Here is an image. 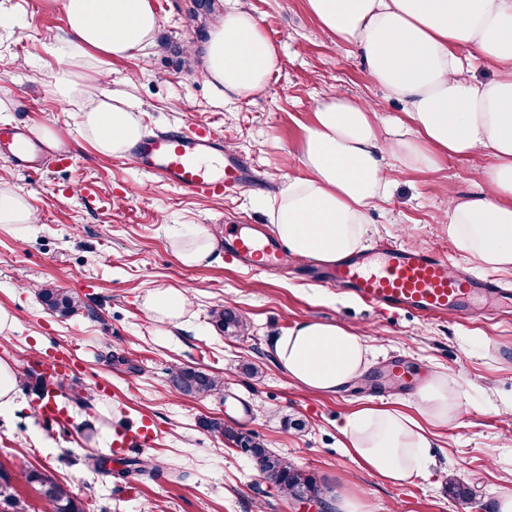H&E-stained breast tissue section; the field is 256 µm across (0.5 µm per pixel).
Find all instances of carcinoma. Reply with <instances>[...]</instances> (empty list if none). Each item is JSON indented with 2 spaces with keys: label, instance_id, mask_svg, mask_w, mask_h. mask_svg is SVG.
Segmentation results:
<instances>
[{
  "label": "carcinoma",
  "instance_id": "carcinoma-1",
  "mask_svg": "<svg viewBox=\"0 0 512 512\" xmlns=\"http://www.w3.org/2000/svg\"><path fill=\"white\" fill-rule=\"evenodd\" d=\"M215 0H193L189 16L201 29L207 17L214 13ZM45 308L61 318L74 315L82 307L75 296L57 288L46 287L39 291ZM211 322L224 335L237 337L244 331V322L229 307L211 311ZM169 383L173 391L182 395H213L224 389V379L205 373L194 367H181L171 373ZM205 427L236 446L245 449L257 472L265 478L278 482L282 491L290 496L322 495V488L305 471L295 466L287 457L266 448L256 436L245 434L234 426L220 420L211 419ZM18 474L32 483L40 485L45 508L43 512H84L71 493L52 478L27 467L18 468ZM0 512H29L27 504L20 500L14 490L13 476L0 465Z\"/></svg>",
  "mask_w": 512,
  "mask_h": 512
}]
</instances>
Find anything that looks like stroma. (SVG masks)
I'll return each mask as SVG.
<instances>
[{
    "mask_svg": "<svg viewBox=\"0 0 512 512\" xmlns=\"http://www.w3.org/2000/svg\"><path fill=\"white\" fill-rule=\"evenodd\" d=\"M279 50V68L256 96L227 104L213 94L201 65L180 71L160 46L113 62L111 88H127L146 132L199 124L240 151L260 184L224 197L193 196L141 174L129 161L105 162L83 137L76 112L46 93L58 66L49 45L65 33L62 0H7L0 28V126H48L67 141V164L36 173L10 171L9 185L27 196L39 221L0 227V308L14 318L0 332V360L16 365L18 409L0 416V466L20 464L63 484L94 512H300L277 487L259 479L252 461L209 433L217 418L256 435L327 487L348 493L364 512H493L512 470V316L475 311L467 317L428 318L381 310L344 290L326 288L288 272L258 274L227 251L197 266L176 259L171 234L183 224H206L217 237L242 226L271 231L270 205L284 178L283 161L299 155L318 100L336 90L380 102L377 124L388 131L404 107L384 99L368 78L354 46L321 28L305 0H244ZM159 37L203 48L187 22L190 0H153ZM133 85H126L128 75ZM484 154L444 159L433 175L395 170L387 200L368 212L366 247L397 244L447 257L450 269L475 271L449 242L438 219L449 194L474 193V170L489 167ZM52 285L83 306L67 319L50 314L37 289ZM188 291L191 304L177 328L145 318L142 300L156 288ZM229 305L242 318L243 336H225L212 308ZM304 319L345 325L375 349L366 381L337 394L301 389L277 365L274 336ZM67 357L64 384L81 388L69 419L51 425L36 412L42 393L41 360ZM399 361L426 376L440 369L471 385L454 429L439 428L438 463L413 483L393 486L363 469L339 444L338 428L360 404L416 410L415 389L382 380ZM193 366L223 377L224 390L183 396L168 382L171 370ZM305 427H287L286 419ZM152 422L156 437L139 449L154 472L112 473L119 453L100 443L114 421ZM471 492L470 504L448 493L446 470Z\"/></svg>",
    "mask_w": 512,
    "mask_h": 512,
    "instance_id": "obj_1",
    "label": "stroma"
}]
</instances>
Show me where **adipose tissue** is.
<instances>
[{"instance_id":"ef3b65f1","label":"adipose tissue","mask_w":512,"mask_h":512,"mask_svg":"<svg viewBox=\"0 0 512 512\" xmlns=\"http://www.w3.org/2000/svg\"><path fill=\"white\" fill-rule=\"evenodd\" d=\"M68 36L48 91L75 106L79 126L105 159L123 157L144 135L123 91L99 90L112 61L149 47L158 28L151 0H63ZM308 12L336 39L359 50L371 82L406 107V122L384 136L377 111L336 91L319 100L297 171L285 176L270 220L293 257L323 264L363 247L366 212L389 196L393 168L434 173L446 157L490 156L476 170L479 192L453 196L442 219L448 238L481 268L512 272V0H306ZM477 52L496 74H465V53ZM279 63L276 45L246 6L225 13L211 31L204 72L217 97L234 104L266 89ZM175 255L193 267L219 242L205 224L174 240ZM185 291L148 292L143 310L155 324L178 326ZM365 337L334 323L304 320L278 336V365L299 387L333 394L366 373ZM464 385L434 371L418 393L416 414L362 405L339 432L347 453L394 484L411 482L435 462L438 427L457 425Z\"/></svg>"}]
</instances>
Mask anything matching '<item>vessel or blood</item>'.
<instances>
[{
	"label": "vessel or blood",
	"mask_w": 512,
	"mask_h": 512,
	"mask_svg": "<svg viewBox=\"0 0 512 512\" xmlns=\"http://www.w3.org/2000/svg\"><path fill=\"white\" fill-rule=\"evenodd\" d=\"M145 175L159 177L173 188L189 193L223 194L247 183L240 160L225 152L220 138L201 129L180 128L143 138L130 149ZM0 155L23 172L42 170L49 162L29 133L20 127H0ZM237 256L252 260L265 256L267 268L279 258L272 239L236 234L229 244ZM334 286L350 289L378 308L406 309L426 317L448 311L471 313L472 299L481 292L496 293V279H472L450 271L447 259L429 250L392 247L374 254L350 256L333 268ZM42 419L63 423L67 408L58 392L47 391L40 409ZM154 439L149 425L115 426L112 443L119 449L147 446Z\"/></svg>",
	"instance_id": "1"
}]
</instances>
